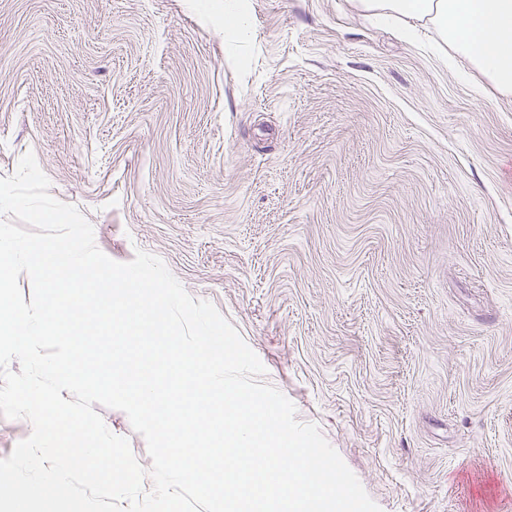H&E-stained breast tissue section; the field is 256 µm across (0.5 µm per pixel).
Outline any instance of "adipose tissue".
Here are the masks:
<instances>
[{"label": "adipose tissue", "mask_w": 512, "mask_h": 512, "mask_svg": "<svg viewBox=\"0 0 512 512\" xmlns=\"http://www.w3.org/2000/svg\"><path fill=\"white\" fill-rule=\"evenodd\" d=\"M363 14L431 24L450 59L468 61L503 96H512V0H357Z\"/></svg>", "instance_id": "ef3b65f1"}]
</instances>
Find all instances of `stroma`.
Here are the masks:
<instances>
[{
	"instance_id": "35a3bbf8",
	"label": "stroma",
	"mask_w": 512,
	"mask_h": 512,
	"mask_svg": "<svg viewBox=\"0 0 512 512\" xmlns=\"http://www.w3.org/2000/svg\"><path fill=\"white\" fill-rule=\"evenodd\" d=\"M0 0V178L212 303L381 512H512V96L354 0Z\"/></svg>"
}]
</instances>
